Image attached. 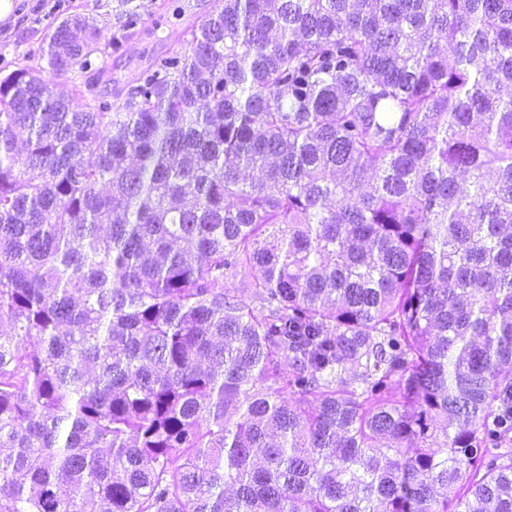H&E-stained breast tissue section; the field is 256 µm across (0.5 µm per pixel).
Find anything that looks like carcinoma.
<instances>
[{
  "label": "carcinoma",
  "instance_id": "cac0c4a2",
  "mask_svg": "<svg viewBox=\"0 0 512 512\" xmlns=\"http://www.w3.org/2000/svg\"><path fill=\"white\" fill-rule=\"evenodd\" d=\"M120 41L0 78V512H512V0Z\"/></svg>",
  "mask_w": 512,
  "mask_h": 512
}]
</instances>
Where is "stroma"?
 Returning <instances> with one entry per match:
<instances>
[{
  "mask_svg": "<svg viewBox=\"0 0 512 512\" xmlns=\"http://www.w3.org/2000/svg\"><path fill=\"white\" fill-rule=\"evenodd\" d=\"M14 19L0 23V68L32 53L43 39L48 24L57 16L89 17L104 34L120 33L129 11L141 22L124 37L120 50L105 57L103 65L111 82H98L96 90L121 103L126 92L155 58L180 50L182 32L201 22L212 9V0H16Z\"/></svg>",
  "mask_w": 512,
  "mask_h": 512,
  "instance_id": "1",
  "label": "stroma"
}]
</instances>
